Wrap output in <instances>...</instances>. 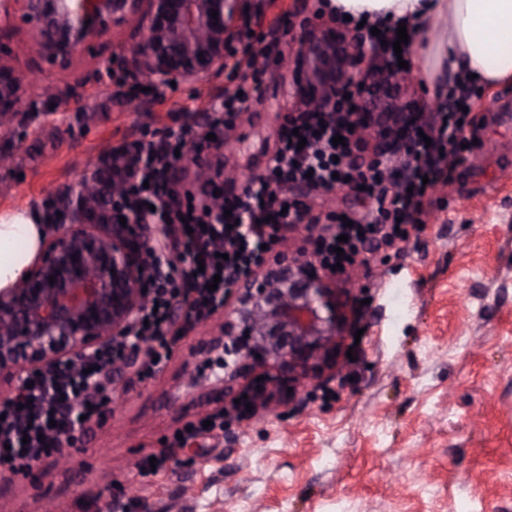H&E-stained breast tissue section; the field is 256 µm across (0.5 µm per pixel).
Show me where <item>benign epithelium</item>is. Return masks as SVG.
Wrapping results in <instances>:
<instances>
[{
	"label": "benign epithelium",
	"instance_id": "1",
	"mask_svg": "<svg viewBox=\"0 0 512 512\" xmlns=\"http://www.w3.org/2000/svg\"><path fill=\"white\" fill-rule=\"evenodd\" d=\"M261 0H0V19H19L43 59L64 68L98 39L132 22L122 67L157 88L192 85L224 73ZM217 17H211V11ZM288 63L295 94L314 108L336 96L343 83L361 86L352 115L355 134L369 131L374 155L404 157L409 133L377 117L407 112L398 103L409 73L388 61L370 60L344 30L307 19L296 35ZM23 77L0 62V116L22 120ZM93 169L70 188L75 200L70 221L58 224L30 278L0 289V377L75 360L87 350L112 343L147 300L143 269L132 225L109 218L102 196L89 200L86 188L101 186ZM55 282H49V277ZM348 323L336 288V273L299 257L277 261L238 282L224 301V320L212 342L229 389L242 384V412L300 399L305 383L336 369L340 339ZM265 376L262 382L257 377Z\"/></svg>",
	"mask_w": 512,
	"mask_h": 512
}]
</instances>
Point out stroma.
Wrapping results in <instances>:
<instances>
[{
  "label": "stroma",
  "instance_id": "obj_1",
  "mask_svg": "<svg viewBox=\"0 0 512 512\" xmlns=\"http://www.w3.org/2000/svg\"><path fill=\"white\" fill-rule=\"evenodd\" d=\"M318 0H263L262 26L288 30ZM115 29L69 68L49 66L26 26L0 23V60L33 78L35 119L0 128L13 153L0 168V210L66 198L77 175L113 148L189 124L210 131V105L233 92L226 76L151 89L126 76ZM287 80L266 76L259 100L221 128L223 151L203 148L213 189L231 195L230 172L265 171L287 113ZM477 145L453 182L438 187L420 230L374 251L370 275L338 276L359 305L344 334L352 349L335 379L298 411L261 409L247 421L172 440L177 428L223 409L206 364L221 315L199 324L151 378L135 367L113 377L110 402L71 447L72 460L44 458L30 474L0 475V512H512V85L476 87ZM327 217L363 209L345 189L306 191ZM171 450L158 473L138 469L151 451Z\"/></svg>",
  "mask_w": 512,
  "mask_h": 512
}]
</instances>
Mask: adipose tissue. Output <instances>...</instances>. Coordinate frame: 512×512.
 <instances>
[{
	"instance_id": "adipose-tissue-1",
	"label": "adipose tissue",
	"mask_w": 512,
	"mask_h": 512,
	"mask_svg": "<svg viewBox=\"0 0 512 512\" xmlns=\"http://www.w3.org/2000/svg\"><path fill=\"white\" fill-rule=\"evenodd\" d=\"M335 14L402 20L427 37L425 51L441 83L435 99L448 92L443 80L476 75L492 88L512 83V0H329ZM46 227L29 210L0 211V288L16 284L39 253Z\"/></svg>"
}]
</instances>
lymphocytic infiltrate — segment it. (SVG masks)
Instances as JSON below:
<instances>
[{"instance_id":"f902f5d3","label":"lymphocytic infiltrate","mask_w":512,"mask_h":512,"mask_svg":"<svg viewBox=\"0 0 512 512\" xmlns=\"http://www.w3.org/2000/svg\"><path fill=\"white\" fill-rule=\"evenodd\" d=\"M254 72L237 92L216 99L215 122L233 126L259 97L261 77L280 63L278 39L264 32L247 36L240 48ZM467 79L449 88L439 111L414 122L405 159L379 157L361 167L353 154L351 109L360 91L345 84L330 107L286 114L279 146L264 174L252 177L241 192L211 205L192 208L173 187L171 170L176 150L202 146L207 137L194 127L169 130L163 144L139 141L133 149L112 153V176L119 189L109 199L114 216L136 225L147 256L148 300L128 336L94 349L78 361L63 360L27 374L12 397L0 401V472L19 473L33 462L74 445L76 431L104 413L108 371L129 352L142 350L140 372H158L183 333L222 308L224 296L265 261V246L283 239L298 224L321 227L315 254L325 268L350 265L367 244L387 246L418 229L419 217L434 185L451 183L466 159L465 131L473 125L468 113ZM343 144L333 145L335 136ZM361 189L363 210L346 221L322 225L320 216L289 197L288 189L303 185L331 189L338 178Z\"/></svg>"}]
</instances>
